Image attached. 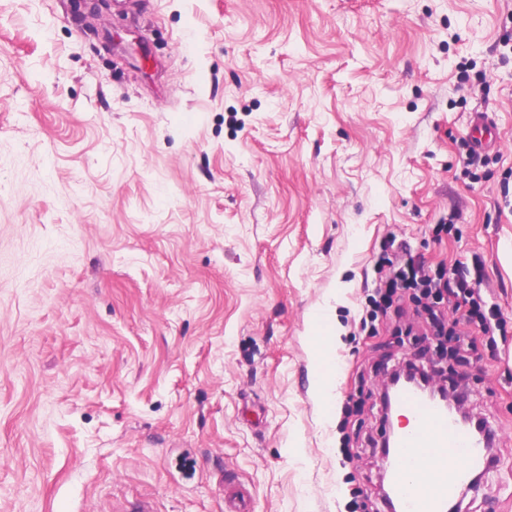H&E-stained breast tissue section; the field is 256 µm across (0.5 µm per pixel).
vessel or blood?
<instances>
[{
  "instance_id": "obj_1",
  "label": "vessel or blood",
  "mask_w": 512,
  "mask_h": 512,
  "mask_svg": "<svg viewBox=\"0 0 512 512\" xmlns=\"http://www.w3.org/2000/svg\"><path fill=\"white\" fill-rule=\"evenodd\" d=\"M410 425L396 432L389 484L400 512H447L473 474L491 461L474 433L419 392L405 388L395 398ZM248 494L237 482L224 483L227 512H246Z\"/></svg>"
}]
</instances>
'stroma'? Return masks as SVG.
Returning <instances> with one entry per match:
<instances>
[{"mask_svg": "<svg viewBox=\"0 0 512 512\" xmlns=\"http://www.w3.org/2000/svg\"><path fill=\"white\" fill-rule=\"evenodd\" d=\"M392 236L480 274L460 512H512V0H0V512H385ZM248 493L237 482L226 480L224 483V503L227 512H246Z\"/></svg>", "mask_w": 512, "mask_h": 512, "instance_id": "obj_1", "label": "stroma"}]
</instances>
